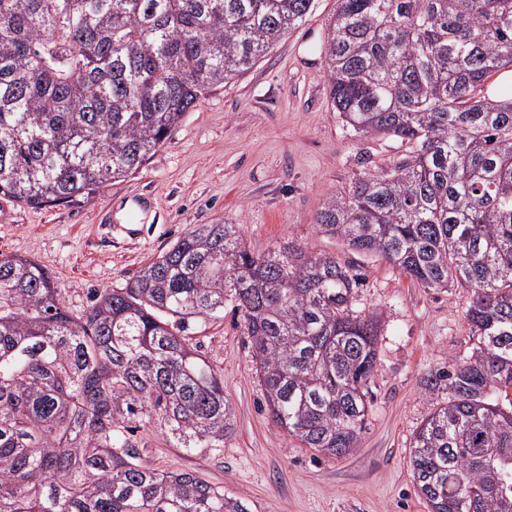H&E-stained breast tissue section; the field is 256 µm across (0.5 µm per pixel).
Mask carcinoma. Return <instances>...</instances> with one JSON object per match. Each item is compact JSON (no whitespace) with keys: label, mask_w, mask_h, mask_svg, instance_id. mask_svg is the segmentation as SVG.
<instances>
[{"label":"carcinoma","mask_w":512,"mask_h":512,"mask_svg":"<svg viewBox=\"0 0 512 512\" xmlns=\"http://www.w3.org/2000/svg\"><path fill=\"white\" fill-rule=\"evenodd\" d=\"M313 0H0V197L42 209L139 170L213 89L250 71ZM331 106L412 146L356 175L320 233L426 288L471 290L476 346L423 378L448 401L410 466L431 512H512V0H337L323 45ZM359 273L293 241L247 249L197 224L75 313L49 270L0 254V512H248L192 471L141 463L135 432L220 453L224 378L186 325L240 314L271 422L352 453L373 402L380 325Z\"/></svg>","instance_id":"1"}]
</instances>
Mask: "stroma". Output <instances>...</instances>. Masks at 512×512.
<instances>
[{
    "mask_svg": "<svg viewBox=\"0 0 512 512\" xmlns=\"http://www.w3.org/2000/svg\"><path fill=\"white\" fill-rule=\"evenodd\" d=\"M335 12L336 0H313L297 29L249 73L207 94L124 181L43 209L0 199V253L49 268L77 312L92 293L122 287L197 224L241 225L256 254L292 240L353 264L362 275L354 306L378 315L381 336L374 399L352 454L314 455L272 424L249 338L229 311L188 330L223 376L233 409L223 452L175 448L160 430L143 428L141 454L160 469L196 472L250 512H427L413 483L410 445L448 393L426 394L421 380L470 352V294L461 285L422 287L316 227L329 194L409 151L395 138L356 135L332 111L322 48Z\"/></svg>",
    "mask_w": 512,
    "mask_h": 512,
    "instance_id": "obj_1",
    "label": "stroma"
}]
</instances>
